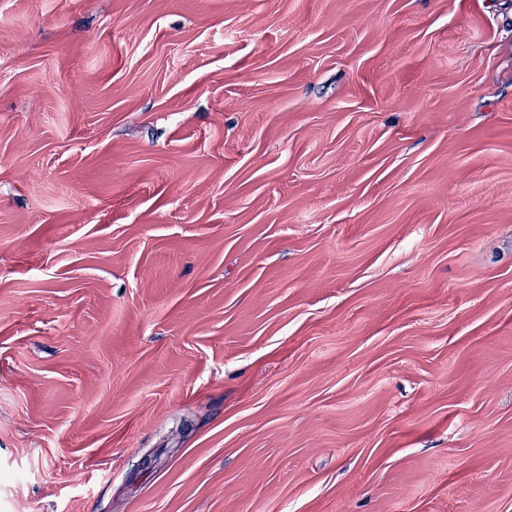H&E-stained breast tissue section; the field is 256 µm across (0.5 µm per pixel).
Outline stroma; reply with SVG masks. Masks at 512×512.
Listing matches in <instances>:
<instances>
[{"label":"stroma","instance_id":"stroma-1","mask_svg":"<svg viewBox=\"0 0 512 512\" xmlns=\"http://www.w3.org/2000/svg\"><path fill=\"white\" fill-rule=\"evenodd\" d=\"M0 512H512V0H0Z\"/></svg>","mask_w":512,"mask_h":512}]
</instances>
